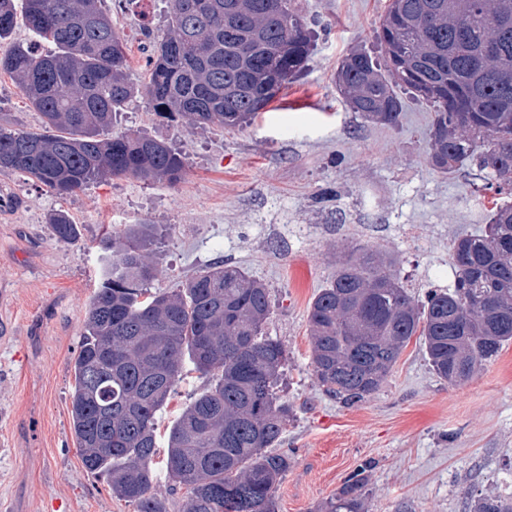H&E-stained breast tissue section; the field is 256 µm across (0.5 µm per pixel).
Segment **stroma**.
<instances>
[{"instance_id": "1", "label": "stroma", "mask_w": 512, "mask_h": 512, "mask_svg": "<svg viewBox=\"0 0 512 512\" xmlns=\"http://www.w3.org/2000/svg\"><path fill=\"white\" fill-rule=\"evenodd\" d=\"M312 35L302 70L243 128L168 123L145 87L153 40L172 0H102L139 93L112 124L183 152L176 186L114 179L59 197L23 174L0 172V512H133L82 464L71 425L73 362L102 282L106 230L154 224V291L179 288L211 264L243 267L269 290L266 326L288 352L278 395L291 418L280 448L291 463L278 512H320L364 473L368 512H469L471 495H512V343L471 379L449 384L411 339L382 387L346 404L310 364L308 307L338 262L362 248L394 262L408 293L454 282L459 236L478 233L512 189L474 190L466 170L427 162L432 109L399 90L397 125L353 112L336 85L356 49L384 60L377 34L387 0H292ZM42 118L0 72V126ZM66 212L78 243L56 239Z\"/></svg>"}]
</instances>
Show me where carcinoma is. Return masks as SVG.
Returning a JSON list of instances; mask_svg holds the SVG:
<instances>
[{"mask_svg":"<svg viewBox=\"0 0 512 512\" xmlns=\"http://www.w3.org/2000/svg\"><path fill=\"white\" fill-rule=\"evenodd\" d=\"M100 0H0V40L18 21L55 51L17 47L0 56L42 116L38 131L0 127V171L19 172L67 197L106 179L177 184L184 156L138 134L111 135L135 96L123 42ZM167 32L149 56L155 115L197 127L240 128L299 73L312 48L291 0H173ZM288 13L282 25L278 8ZM379 39L384 68L366 52L341 63L352 111L398 123L395 91L433 108L429 165L474 166L512 182V0H391ZM494 44L496 52L482 55ZM56 238L78 241L63 212ZM152 224H129L104 242L111 262L86 314L73 363V433L84 467L104 476L133 512H169L153 493L159 412L186 365L208 378L167 434L166 475L186 489L181 512H275L288 471L276 449L290 418L277 394L288 355L265 334L268 288L236 266L198 270L171 292L149 288ZM447 290L414 299L393 262L371 253L341 262L308 311L311 366L345 402L376 393L402 350L422 338L432 370L450 384L471 378L512 342V205L453 246ZM354 475L323 512H367ZM472 512H512V497L471 498Z\"/></svg>","mask_w":512,"mask_h":512,"instance_id":"cac0c4a2","label":"carcinoma"}]
</instances>
